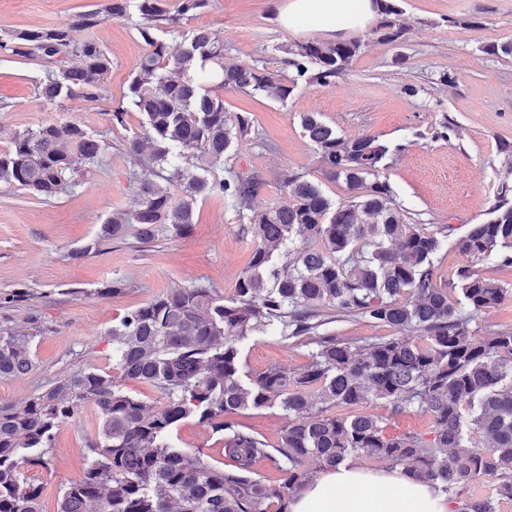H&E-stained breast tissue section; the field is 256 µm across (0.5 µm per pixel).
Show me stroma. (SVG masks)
Instances as JSON below:
<instances>
[{"label": "stroma", "instance_id": "stroma-1", "mask_svg": "<svg viewBox=\"0 0 512 512\" xmlns=\"http://www.w3.org/2000/svg\"><path fill=\"white\" fill-rule=\"evenodd\" d=\"M275 0H207L203 9L159 22L158 35L178 51L199 29L223 41L225 56L295 80L287 99L206 83L228 112L249 123L234 137L221 162L186 163L215 186L242 178L259 184L251 208L231 205L219 191L196 197L188 235L160 237L152 246L115 242L82 260L71 251L94 236L112 213L137 208V184L144 169L130 163L123 142L143 134L144 119L129 111V85L146 46L138 33L142 18L129 5L121 18H105L94 33L112 58V69L97 100L64 98L51 104L37 85L48 63L0 52V150L16 134L70 120L102 135L111 148L102 161L80 169L74 190L45 199L25 189L0 186V291L25 288L28 305L0 308V329L32 337L35 368L0 380V403L28 399L49 377L75 365L111 369L110 331L132 307L171 288L204 284L232 293L257 245L250 230L253 210L284 202L285 181L298 175L320 186L332 201L347 204L343 180L328 177L301 119L314 112L346 138L371 135L388 141L394 153L383 172L411 223L442 241L434 263L443 279L462 266L507 288L504 302L480 312L470 323L482 336L512 328V270L491 261L474 262L454 249L471 225L485 222L501 183L512 184V165L499 152L512 142V56L491 57L487 45L512 41V0H398L395 21L404 25L400 43H382L372 29L358 32L361 48L352 65L326 84L296 78L286 49L297 41H326V34L297 35L277 20ZM105 0H0V38L34 28H67L75 41L86 30L78 14L103 8ZM126 107L123 124L110 113ZM118 293L100 296L104 284ZM245 369L273 365L302 370L311 349L293 340L251 336L240 344ZM86 416L57 432L44 467L28 469L43 488V512H57L60 491L85 466ZM178 447L212 465L223 457L215 435L187 419L176 428Z\"/></svg>", "mask_w": 512, "mask_h": 512}]
</instances>
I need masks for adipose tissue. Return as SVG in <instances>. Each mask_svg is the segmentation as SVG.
<instances>
[{"label":"adipose tissue","instance_id":"adipose-tissue-1","mask_svg":"<svg viewBox=\"0 0 512 512\" xmlns=\"http://www.w3.org/2000/svg\"><path fill=\"white\" fill-rule=\"evenodd\" d=\"M379 14L376 0H284L280 25L292 33L333 35L366 29ZM290 512H450L435 487L401 470L345 465L328 469L295 492Z\"/></svg>","mask_w":512,"mask_h":512}]
</instances>
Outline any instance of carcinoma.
<instances>
[{
  "instance_id": "carcinoma-1",
  "label": "carcinoma",
  "mask_w": 512,
  "mask_h": 512,
  "mask_svg": "<svg viewBox=\"0 0 512 512\" xmlns=\"http://www.w3.org/2000/svg\"><path fill=\"white\" fill-rule=\"evenodd\" d=\"M206 0H179L170 15L164 0H138L147 46L133 77L130 105L145 117L152 147L141 157L138 138L126 142L133 164L154 178L141 181L139 206L116 212L95 236L71 252L81 259L114 241L153 243L159 232L183 236L193 224L194 199L212 190L181 166L189 157L224 158L233 133L248 123L204 91L203 82L252 89L284 99L293 86L278 76L224 56V43L206 30L172 55L153 33L158 20L199 9ZM379 40L404 35L390 16L395 0H380ZM100 12L79 14L74 26L92 30ZM360 41L298 42L288 49L296 76L328 83L352 65ZM0 50L36 56L58 69L47 73L38 95L54 103L74 96L94 99L112 68L103 45L80 43L62 28L23 29L0 39ZM302 126L326 172L344 178L358 198L333 204L318 185L291 175L285 202L254 212L250 231L259 244L233 292L223 296L198 285L172 288L128 311L112 328V361L120 377L78 367L51 379L20 405L0 404V512H42V486L24 466H46L57 430L93 404V432L85 437L87 465L63 490L58 512H289L292 493L318 471L358 457L384 461L427 482L458 504L457 512H499L512 500V329L477 336L470 322L500 305L508 290L468 266L447 284L432 256L441 241L406 221L391 184L380 178L393 149L376 136L347 139L314 114ZM112 148L79 124L58 121L16 135L0 152V185L52 197L76 186L73 174ZM374 180L367 181L368 177ZM174 182L180 197L168 188ZM230 201L250 206L255 185H218ZM512 188H498L489 218L473 224L455 248L475 261L512 268ZM313 247L288 249L278 266L274 252L294 238ZM30 300L22 289L0 292V308ZM341 318L415 332L365 345L319 333ZM255 334L280 339L308 336L316 348L297 374L273 365L243 370L240 343ZM35 367L33 337L0 331V379ZM157 389L161 407L123 390L118 379ZM382 400L386 416L360 411ZM279 407L288 426L270 445L237 417ZM416 411L431 420V434L386 435L387 422ZM194 418L219 435L224 456L216 467L173 444L171 436ZM270 462L281 478L267 483L253 467ZM479 477L497 479L487 496H464Z\"/></svg>"
}]
</instances>
